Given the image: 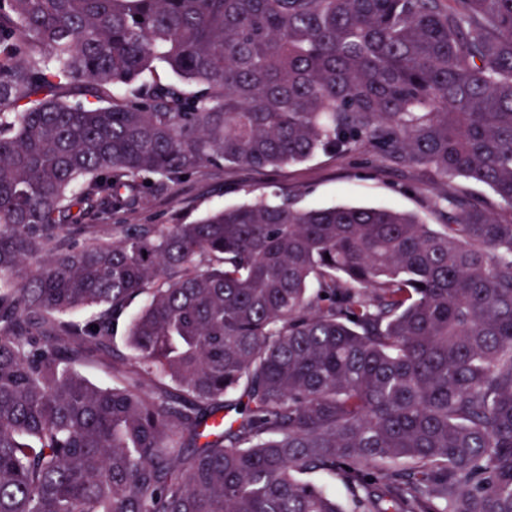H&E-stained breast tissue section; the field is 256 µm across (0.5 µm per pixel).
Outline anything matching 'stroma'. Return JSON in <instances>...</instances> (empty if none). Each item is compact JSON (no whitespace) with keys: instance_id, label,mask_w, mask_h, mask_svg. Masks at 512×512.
I'll list each match as a JSON object with an SVG mask.
<instances>
[{"instance_id":"obj_1","label":"stroma","mask_w":512,"mask_h":512,"mask_svg":"<svg viewBox=\"0 0 512 512\" xmlns=\"http://www.w3.org/2000/svg\"><path fill=\"white\" fill-rule=\"evenodd\" d=\"M444 188L422 169L384 168L373 157L356 153L340 159L318 156L276 170L247 166L207 168L182 178L173 189L163 190L123 218L127 224H172L199 220L211 212L242 203L278 196L297 197L306 208L349 205L396 208L427 217L429 223H446V216L427 212L425 205Z\"/></svg>"}]
</instances>
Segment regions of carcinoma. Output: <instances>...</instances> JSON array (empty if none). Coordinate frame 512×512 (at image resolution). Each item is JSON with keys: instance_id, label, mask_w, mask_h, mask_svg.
I'll return each mask as SVG.
<instances>
[{"instance_id": "carcinoma-1", "label": "carcinoma", "mask_w": 512, "mask_h": 512, "mask_svg": "<svg viewBox=\"0 0 512 512\" xmlns=\"http://www.w3.org/2000/svg\"><path fill=\"white\" fill-rule=\"evenodd\" d=\"M356 152L512 211V0H0V512H512V219L112 223ZM459 191L474 201L483 203L486 207L494 206L495 210L502 217H507V211L497 206L494 195L483 185L476 183H461L457 186Z\"/></svg>"}]
</instances>
